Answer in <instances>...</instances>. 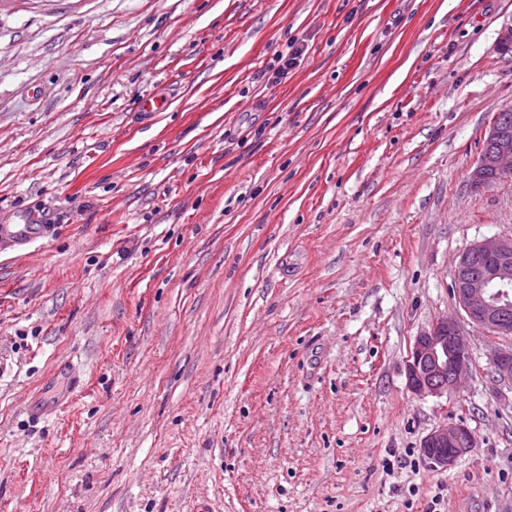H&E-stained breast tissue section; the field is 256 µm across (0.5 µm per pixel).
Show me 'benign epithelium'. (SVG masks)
<instances>
[{
  "instance_id": "obj_1",
  "label": "benign epithelium",
  "mask_w": 512,
  "mask_h": 512,
  "mask_svg": "<svg viewBox=\"0 0 512 512\" xmlns=\"http://www.w3.org/2000/svg\"><path fill=\"white\" fill-rule=\"evenodd\" d=\"M509 117L496 116L484 137L485 150L470 173L477 189L488 185L493 172L512 177V132ZM483 265L475 268V262ZM456 311L438 318L415 337L405 363L407 389L417 397H441L457 390L471 372L473 355L465 326L493 338L512 337V236L485 237L464 250L452 271ZM493 377L512 385V344L488 353ZM476 447L473 431L463 423L446 421L434 427L420 444L434 466L448 469Z\"/></svg>"
}]
</instances>
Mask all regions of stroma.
Masks as SVG:
<instances>
[{"label":"stroma","mask_w":512,"mask_h":512,"mask_svg":"<svg viewBox=\"0 0 512 512\" xmlns=\"http://www.w3.org/2000/svg\"><path fill=\"white\" fill-rule=\"evenodd\" d=\"M510 27L512 0H0V225L54 226L0 245V512H512L493 338L460 391L405 376L458 255L512 235V179L469 181ZM444 420L476 439L447 470ZM305 51L306 48L303 45L300 46L297 41H291L288 44V51L285 54L281 52L276 56L274 62H277L278 66L275 68V64L269 65L268 69L275 70L276 78L286 76L288 70L301 64ZM476 446L473 431L464 423L441 422L420 444L422 455L434 466L448 469Z\"/></svg>","instance_id":"stroma-1"}]
</instances>
